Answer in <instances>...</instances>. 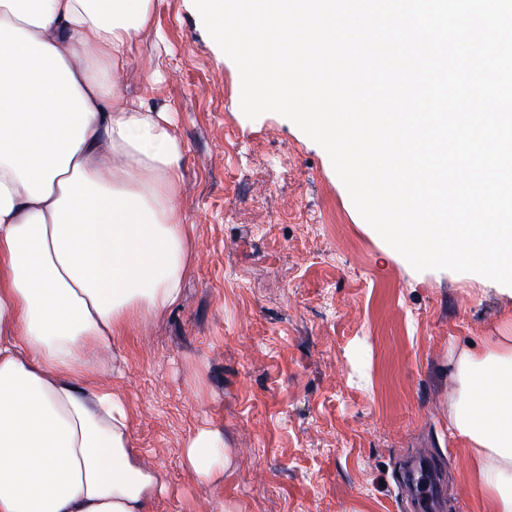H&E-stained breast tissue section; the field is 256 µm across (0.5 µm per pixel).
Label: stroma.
Segmentation results:
<instances>
[{"label":"stroma","instance_id":"obj_1","mask_svg":"<svg viewBox=\"0 0 512 512\" xmlns=\"http://www.w3.org/2000/svg\"><path fill=\"white\" fill-rule=\"evenodd\" d=\"M124 96L171 113L194 260L178 307L120 338L113 386L160 472L152 512H411L410 460L442 512H481L473 451L446 410L465 350L512 335V300L474 273L416 271L361 217L327 152L292 121L247 118L235 63L193 0H156ZM224 432L207 481L184 443Z\"/></svg>","mask_w":512,"mask_h":512}]
</instances>
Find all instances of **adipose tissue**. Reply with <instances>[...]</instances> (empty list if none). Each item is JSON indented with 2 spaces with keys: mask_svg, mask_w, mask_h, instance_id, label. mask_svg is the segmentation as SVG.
<instances>
[{
  "mask_svg": "<svg viewBox=\"0 0 512 512\" xmlns=\"http://www.w3.org/2000/svg\"><path fill=\"white\" fill-rule=\"evenodd\" d=\"M154 0H0V512H151L108 377L119 338L176 306L192 229L167 113L119 92ZM448 407L483 512H512V336L463 352ZM185 460L218 474L217 427Z\"/></svg>",
  "mask_w": 512,
  "mask_h": 512,
  "instance_id": "adipose-tissue-1",
  "label": "adipose tissue"
}]
</instances>
